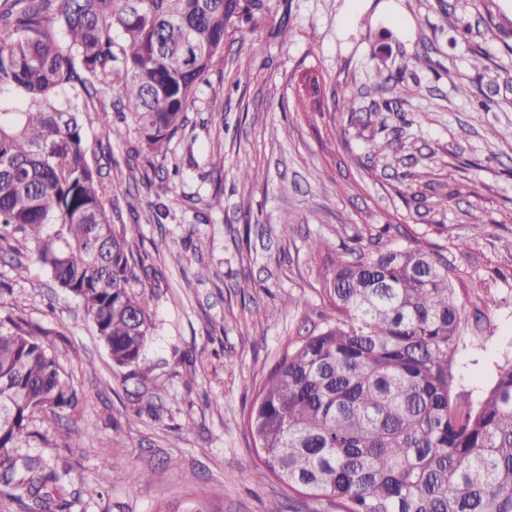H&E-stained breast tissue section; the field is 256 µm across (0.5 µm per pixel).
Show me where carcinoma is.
<instances>
[{
  "instance_id": "cac0c4a2",
  "label": "carcinoma",
  "mask_w": 512,
  "mask_h": 512,
  "mask_svg": "<svg viewBox=\"0 0 512 512\" xmlns=\"http://www.w3.org/2000/svg\"><path fill=\"white\" fill-rule=\"evenodd\" d=\"M20 2L0 42V226L35 243L112 363L136 365L154 324L87 157L85 99L110 94L141 149L166 155L239 0ZM128 132L108 122L102 138ZM450 272L444 249L416 238L318 270L329 312L284 344L247 415L260 475L342 512H512V361L478 402L452 401L464 324ZM1 402L0 501L71 512L63 475L16 444L36 412L75 407L76 392L11 316L0 318Z\"/></svg>"
}]
</instances>
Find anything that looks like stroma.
<instances>
[{
  "label": "stroma",
  "mask_w": 512,
  "mask_h": 512,
  "mask_svg": "<svg viewBox=\"0 0 512 512\" xmlns=\"http://www.w3.org/2000/svg\"><path fill=\"white\" fill-rule=\"evenodd\" d=\"M253 2L240 0L249 14L229 22L224 60L166 157L140 153L132 134L100 146L111 100L88 104V157L111 220L157 272L136 288L154 323L139 365L113 367L33 242L0 239V317L42 330L79 396L35 413L17 448L67 471L72 512H336L258 478L245 424L276 355L323 307L308 239L340 253L357 235L447 246L466 323L454 397L478 401L512 359V0ZM341 89L358 121L337 107ZM387 102L401 116L376 117ZM217 192L223 204L210 207ZM106 460L122 479L102 480Z\"/></svg>",
  "instance_id": "stroma-1"
}]
</instances>
